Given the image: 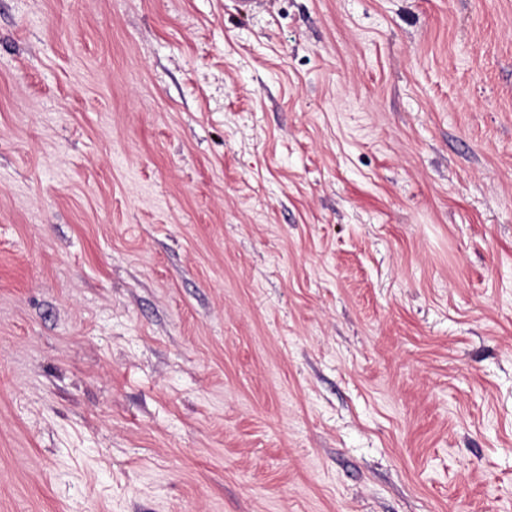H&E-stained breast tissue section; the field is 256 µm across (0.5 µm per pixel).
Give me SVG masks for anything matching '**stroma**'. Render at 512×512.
<instances>
[{
    "mask_svg": "<svg viewBox=\"0 0 512 512\" xmlns=\"http://www.w3.org/2000/svg\"><path fill=\"white\" fill-rule=\"evenodd\" d=\"M0 512H512V0H0Z\"/></svg>",
    "mask_w": 512,
    "mask_h": 512,
    "instance_id": "stroma-1",
    "label": "stroma"
}]
</instances>
